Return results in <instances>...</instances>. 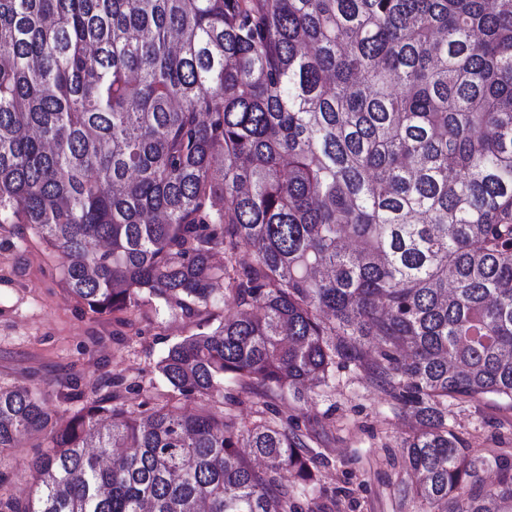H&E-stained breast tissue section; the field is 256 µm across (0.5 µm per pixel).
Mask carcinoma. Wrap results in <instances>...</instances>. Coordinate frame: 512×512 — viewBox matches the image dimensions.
<instances>
[{
	"mask_svg": "<svg viewBox=\"0 0 512 512\" xmlns=\"http://www.w3.org/2000/svg\"><path fill=\"white\" fill-rule=\"evenodd\" d=\"M0 224L91 312L196 325L138 413L0 386V461L40 448L0 512H294L300 435L213 408L227 376L303 399L338 360L416 418L421 512L512 506L448 428L512 406V0H0Z\"/></svg>",
	"mask_w": 512,
	"mask_h": 512,
	"instance_id": "cac0c4a2",
	"label": "carcinoma"
}]
</instances>
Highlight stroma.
Listing matches in <instances>:
<instances>
[{
    "label": "stroma",
    "instance_id": "stroma-1",
    "mask_svg": "<svg viewBox=\"0 0 512 512\" xmlns=\"http://www.w3.org/2000/svg\"><path fill=\"white\" fill-rule=\"evenodd\" d=\"M128 320L123 326L111 315L87 312L65 289L60 258L34 230L0 226V385L37 387L48 409L62 414L76 404L60 395L61 382L77 380L87 400L108 382L128 410H139L165 387L156 361L195 326L164 309L136 311ZM224 394V409L237 421L265 411L302 435L315 454L311 486L286 472L279 477L295 512H417L402 491L408 467L402 445L414 421L363 373L337 365L335 381L301 402L262 397L230 379ZM448 426L469 454L497 458L482 473L485 484L512 472L511 406L489 396L457 402L448 407Z\"/></svg>",
    "mask_w": 512,
    "mask_h": 512
}]
</instances>
